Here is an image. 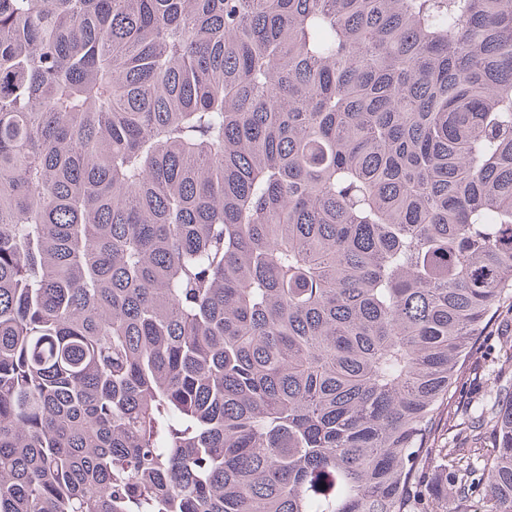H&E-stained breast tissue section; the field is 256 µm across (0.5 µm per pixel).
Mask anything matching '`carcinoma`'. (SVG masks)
I'll return each mask as SVG.
<instances>
[{"label":"carcinoma","mask_w":512,"mask_h":512,"mask_svg":"<svg viewBox=\"0 0 512 512\" xmlns=\"http://www.w3.org/2000/svg\"><path fill=\"white\" fill-rule=\"evenodd\" d=\"M509 297L512 0H0V512H512ZM510 311L511 300L505 303L495 322L488 328L485 336L482 337L483 351L481 357L484 361H481L479 365L475 366L474 372L476 373L477 379L481 381L485 388L487 384L489 386L492 377L491 360L493 359L495 350L499 348L500 343L506 340L511 341L512 320Z\"/></svg>","instance_id":"1"}]
</instances>
